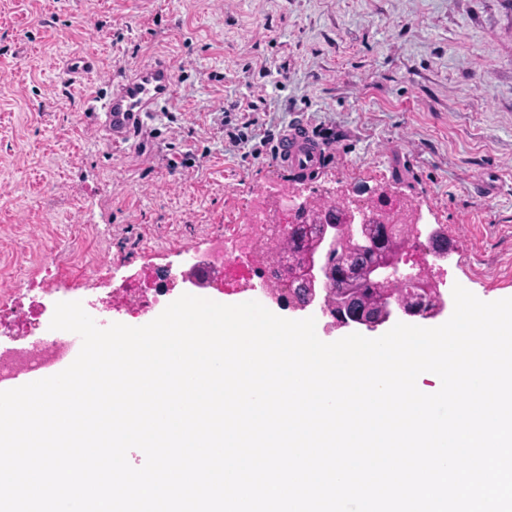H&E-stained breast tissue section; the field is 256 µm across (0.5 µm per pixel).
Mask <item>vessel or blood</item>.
<instances>
[{"instance_id": "obj_1", "label": "vessel or blood", "mask_w": 512, "mask_h": 512, "mask_svg": "<svg viewBox=\"0 0 512 512\" xmlns=\"http://www.w3.org/2000/svg\"><path fill=\"white\" fill-rule=\"evenodd\" d=\"M173 83L170 63H143L124 71L104 95L92 97L89 109L108 142L120 148L147 131L155 112L173 96ZM276 153L293 177L307 180L319 172L326 156L323 142L303 125L281 134Z\"/></svg>"}]
</instances>
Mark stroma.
I'll return each mask as SVG.
<instances>
[{
  "label": "stroma",
  "instance_id": "1",
  "mask_svg": "<svg viewBox=\"0 0 512 512\" xmlns=\"http://www.w3.org/2000/svg\"><path fill=\"white\" fill-rule=\"evenodd\" d=\"M90 46L93 69L70 80ZM156 59L175 94L149 139L113 148L87 100ZM260 95L274 133H335L312 180L227 142V102L238 125ZM186 152L193 167L169 165ZM486 170L488 200L471 185ZM273 182L421 203L460 247L441 290L512 297V0H0V292L39 309L28 340L73 288L101 299L168 270L179 298L187 255Z\"/></svg>",
  "mask_w": 512,
  "mask_h": 512
}]
</instances>
